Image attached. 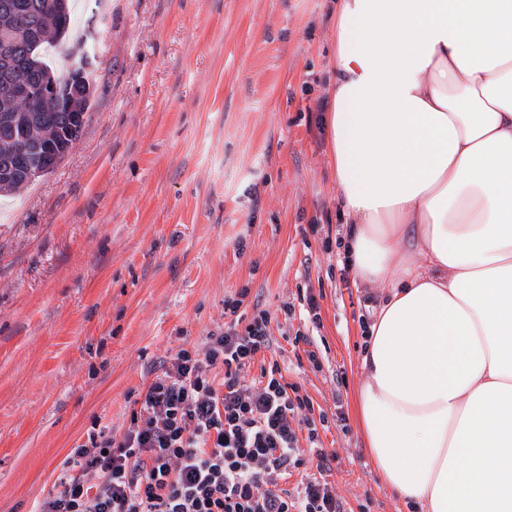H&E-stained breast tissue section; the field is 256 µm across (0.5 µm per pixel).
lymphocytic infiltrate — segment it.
Instances as JSON below:
<instances>
[{"label": "lymphocytic infiltrate", "mask_w": 512, "mask_h": 512, "mask_svg": "<svg viewBox=\"0 0 512 512\" xmlns=\"http://www.w3.org/2000/svg\"><path fill=\"white\" fill-rule=\"evenodd\" d=\"M253 309L244 330L223 326L163 361L123 436L77 446L36 512H345L323 478L335 460L325 449L317 476L287 487L304 463L299 430L318 438L313 405L289 393L279 366L246 379L272 343L270 313Z\"/></svg>", "instance_id": "obj_1"}]
</instances>
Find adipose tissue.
I'll use <instances>...</instances> for the list:
<instances>
[{"mask_svg":"<svg viewBox=\"0 0 512 512\" xmlns=\"http://www.w3.org/2000/svg\"><path fill=\"white\" fill-rule=\"evenodd\" d=\"M327 153L384 286L358 418L417 512H512V0H340Z\"/></svg>","mask_w":512,"mask_h":512,"instance_id":"obj_1","label":"adipose tissue"}]
</instances>
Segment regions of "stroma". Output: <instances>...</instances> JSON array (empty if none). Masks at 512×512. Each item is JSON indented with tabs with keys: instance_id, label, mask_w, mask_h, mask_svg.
Wrapping results in <instances>:
<instances>
[{
	"instance_id": "1",
	"label": "stroma",
	"mask_w": 512,
	"mask_h": 512,
	"mask_svg": "<svg viewBox=\"0 0 512 512\" xmlns=\"http://www.w3.org/2000/svg\"><path fill=\"white\" fill-rule=\"evenodd\" d=\"M337 4L78 0L97 87L82 136L0 198V512H33L95 429L122 435L152 364L203 342L244 287L273 315L248 377L278 361L315 412L345 420L318 438L347 512H412L354 414L361 318L382 290L335 246L347 218L323 115Z\"/></svg>"
}]
</instances>
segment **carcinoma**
<instances>
[{"mask_svg": "<svg viewBox=\"0 0 512 512\" xmlns=\"http://www.w3.org/2000/svg\"><path fill=\"white\" fill-rule=\"evenodd\" d=\"M70 25L67 0H0V194L51 172L85 126L72 69L61 77L44 55Z\"/></svg>", "mask_w": 512, "mask_h": 512, "instance_id": "carcinoma-1", "label": "carcinoma"}]
</instances>
